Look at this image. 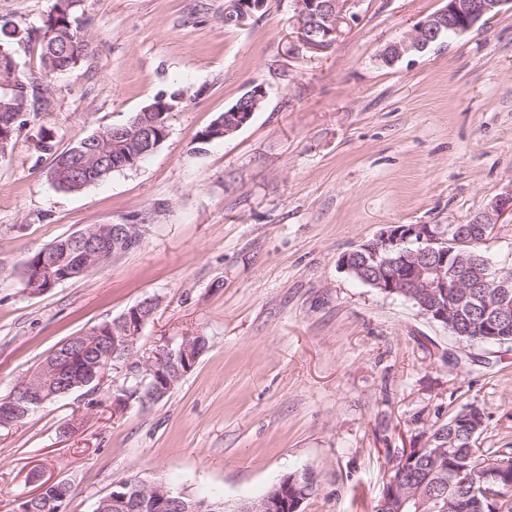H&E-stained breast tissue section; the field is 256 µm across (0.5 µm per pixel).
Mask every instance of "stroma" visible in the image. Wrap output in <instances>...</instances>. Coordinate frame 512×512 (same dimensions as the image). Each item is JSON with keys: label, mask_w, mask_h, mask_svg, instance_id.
Listing matches in <instances>:
<instances>
[{"label": "stroma", "mask_w": 512, "mask_h": 512, "mask_svg": "<svg viewBox=\"0 0 512 512\" xmlns=\"http://www.w3.org/2000/svg\"><path fill=\"white\" fill-rule=\"evenodd\" d=\"M55 0H0V25L42 27ZM446 0H354L327 52L289 57L291 0L227 21L234 0H78L81 64L16 61L44 96L0 157V398L59 345L147 297L141 346L202 335L195 368L149 408L112 409L118 373L0 430V512L33 473L69 482L63 512H93L130 477L224 499L315 472L302 512H375L396 460L474 404L475 446L512 453V350L469 346L339 257L391 224H466L512 189V0L394 66L387 43ZM269 95L233 137L202 132L245 91ZM182 101L148 159L80 192L55 156L162 94ZM137 224L140 244L41 294L26 262L90 225ZM76 433H67L73 420Z\"/></svg>", "instance_id": "35a3bbf8"}]
</instances>
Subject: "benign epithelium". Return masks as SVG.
<instances>
[{
	"instance_id": "7a95c632",
	"label": "benign epithelium",
	"mask_w": 512,
	"mask_h": 512,
	"mask_svg": "<svg viewBox=\"0 0 512 512\" xmlns=\"http://www.w3.org/2000/svg\"><path fill=\"white\" fill-rule=\"evenodd\" d=\"M512 0H447V4L438 11L422 18L403 36L388 43L379 55V61L392 66L402 59L423 54L433 45L439 43L441 35H461L481 20L497 14L501 7ZM352 0H292L294 11V29L296 41L291 53L320 54L328 51L340 33V25L344 21V12ZM266 0H236L235 13L229 15V21H243L264 8ZM71 28L64 31L56 25L48 36L68 33L67 43L71 48V58L80 61L85 55L83 39L71 36ZM26 85L19 75V66L13 57L0 54V152L6 153L14 132L16 112H24L27 108V97L19 94L20 87ZM268 96L266 85L259 82L250 83L244 95L224 113L218 115L202 132V140L210 141L217 138H229L246 127L256 112L262 109ZM175 106L157 98L154 103L143 108V112L151 116L146 122L129 123L115 126L107 130L105 137L112 140V148H119L130 143L138 146V151L129 157V164L138 165V159L154 153L167 136L168 115ZM111 168L98 160V154L91 158L76 160L69 166H60L51 172V179L59 183L64 177L69 178L68 185L74 191H80L92 182L109 173ZM506 214L512 215V189L494 198L487 208L477 215L469 224H461L457 234L462 238L486 240L495 224ZM122 236L124 244L109 242L106 238H89L87 232L73 235L76 242H84L86 246L79 256L75 272L54 271L56 265L48 255L52 247L41 252V264L32 268L25 266V271L33 276L35 283H46L52 288L57 284L107 266L112 259L135 248L141 241L139 225L126 224ZM448 234L441 231L436 224H393L383 228L374 238L361 243L356 249L340 256L338 267L343 271L356 272L360 280L388 295L398 294L421 307V314L434 322L448 325V313L453 308L465 303L473 295V289L480 282L468 279L460 264L448 262ZM362 260L363 264L356 267L354 261ZM498 291L488 306L495 309V316L486 323L485 336L495 339L499 336V328L512 321V274L501 278L497 283ZM154 298L144 304L131 307L126 313L112 321L109 326L111 335L106 336L101 328H96L92 339L97 342H112V346L125 348L128 359L122 365L114 362L113 354L99 351L97 357L87 361L81 354H74L69 349L55 350L44 364L39 380L63 379L66 374L81 365L86 368L87 375L94 380L103 378L108 366L118 372L139 374L147 371L164 383L160 393L167 394L173 384L189 373L200 356L204 338L200 336H184L174 345H165L141 354L136 349L141 330L148 318L144 311L148 307H157ZM16 393L26 394V400L42 405L49 396L45 390L36 386L34 381H25ZM20 415L14 398L0 402V423L7 426L18 424ZM124 487L136 495L152 498L158 512H167L173 501L167 489L142 480L130 478ZM53 490L67 499L71 486L65 480L47 479L40 486L39 492ZM178 512H224V502L209 503L186 495L177 502ZM304 503L300 494L288 500L278 490L259 503L244 504L236 512H278L289 507L292 512H299Z\"/></svg>"
}]
</instances>
